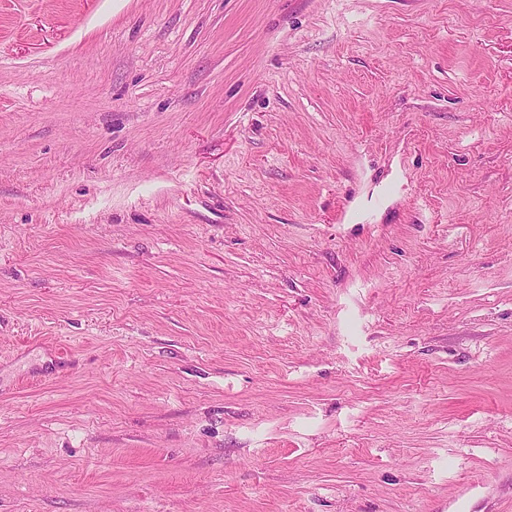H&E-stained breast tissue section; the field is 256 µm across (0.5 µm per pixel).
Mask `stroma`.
Listing matches in <instances>:
<instances>
[{"label":"stroma","instance_id":"1","mask_svg":"<svg viewBox=\"0 0 512 512\" xmlns=\"http://www.w3.org/2000/svg\"><path fill=\"white\" fill-rule=\"evenodd\" d=\"M0 512H512V0H0Z\"/></svg>","mask_w":512,"mask_h":512}]
</instances>
